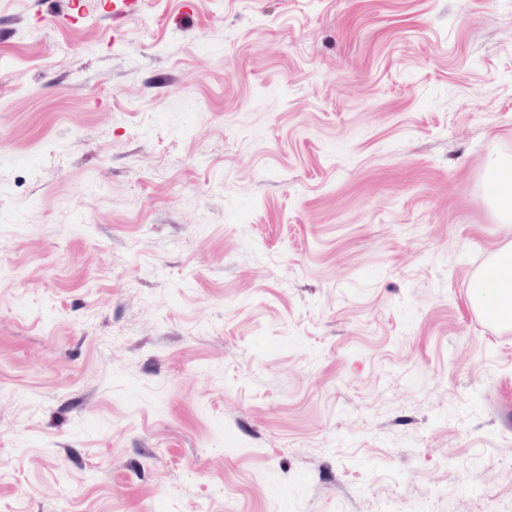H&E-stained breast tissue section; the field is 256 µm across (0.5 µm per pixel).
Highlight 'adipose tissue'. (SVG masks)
<instances>
[{
	"mask_svg": "<svg viewBox=\"0 0 512 512\" xmlns=\"http://www.w3.org/2000/svg\"><path fill=\"white\" fill-rule=\"evenodd\" d=\"M489 202L505 224L512 223V160L500 156L485 168ZM469 297L475 309L493 325L512 329V243L492 253L469 283Z\"/></svg>",
	"mask_w": 512,
	"mask_h": 512,
	"instance_id": "ef3b65f1",
	"label": "adipose tissue"
}]
</instances>
